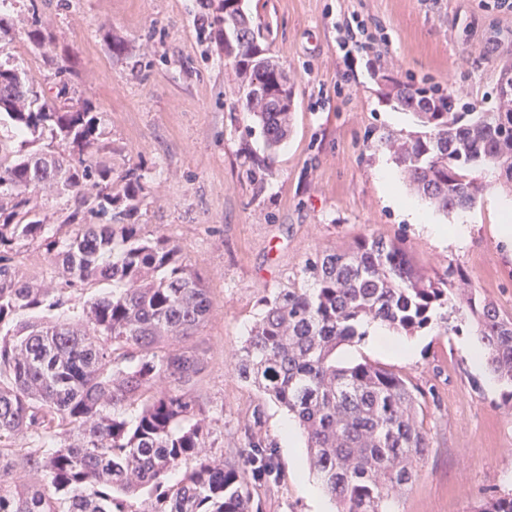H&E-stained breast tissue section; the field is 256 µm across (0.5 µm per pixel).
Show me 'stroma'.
<instances>
[{"instance_id": "1", "label": "stroma", "mask_w": 512, "mask_h": 512, "mask_svg": "<svg viewBox=\"0 0 512 512\" xmlns=\"http://www.w3.org/2000/svg\"><path fill=\"white\" fill-rule=\"evenodd\" d=\"M268 26L271 55L294 80L292 127L268 147L237 89L223 49L206 33L200 0H8L1 14L14 39L0 64L23 69L42 100L61 84L90 102L102 135L98 155L120 175L135 168L145 191L133 216L144 234L163 232L204 278L212 310L195 337L203 371L191 394L206 408L205 452L214 464L238 462L252 473L243 448L255 437L274 451L278 476L256 487L260 512H316L309 460L284 448L287 410L244 383L234 356L260 319L264 301L306 285L307 259L344 250L370 234L403 244L428 274L455 268L478 296L512 312V259L498 239L512 191L493 185L468 207L470 238L442 245L386 201L381 168L397 171L393 136L418 132L416 118L388 100L379 81L451 91L480 109L495 104L502 60L512 58V9L500 0H244ZM361 26L370 52L338 47L339 27ZM45 45L27 37L32 26ZM123 42V55L112 53ZM69 74L60 75V66ZM46 235L71 234L72 198L43 188L34 194ZM19 278L44 288L59 281L42 240L13 253ZM454 296L446 319L414 333V360L371 346L369 337L340 345L337 361L368 360L406 376L422 397L429 448L409 488L387 512H473L512 493V402L465 348L477 340Z\"/></svg>"}]
</instances>
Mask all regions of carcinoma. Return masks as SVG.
<instances>
[{"instance_id": "carcinoma-1", "label": "carcinoma", "mask_w": 512, "mask_h": 512, "mask_svg": "<svg viewBox=\"0 0 512 512\" xmlns=\"http://www.w3.org/2000/svg\"><path fill=\"white\" fill-rule=\"evenodd\" d=\"M216 22L239 26L224 42L246 109L268 146L288 135V106L279 105L278 73L267 43L241 0H219ZM40 102L27 76L0 81V115L18 128L47 129L62 149L9 158L0 144V512H134L145 493L151 512H252L253 490L238 464L218 467L203 452L196 417L203 406L184 386L202 371L189 344L212 298L202 277L163 233L145 236L126 220L145 191L144 175L93 159L99 139L88 103ZM390 95L415 115L421 131L390 141L408 181L439 209L466 208L487 188L488 170L512 184V112H460L451 95L390 78ZM107 182L112 192L103 193ZM50 185L74 198L76 220L87 210L103 224H76L63 241L47 243L61 260L56 288L16 277L11 254L44 235L31 217L32 192ZM312 288H283L236 354L241 380L286 408L306 437L310 462L338 512H385L390 494L412 484L429 447L413 387L400 373L363 360L336 363V347L365 335L372 320L407 332L433 321L454 296L457 271L431 277L404 248L376 235L347 251L307 259ZM106 288L75 311L72 295ZM463 318L475 323L488 371L512 399V314L470 295ZM181 348L172 350L169 343ZM24 431L29 446L16 447ZM255 449L252 477L274 475L271 458ZM44 473L27 484L17 460ZM194 467L179 481L183 462ZM475 512H512V494L482 502Z\"/></svg>"}]
</instances>
